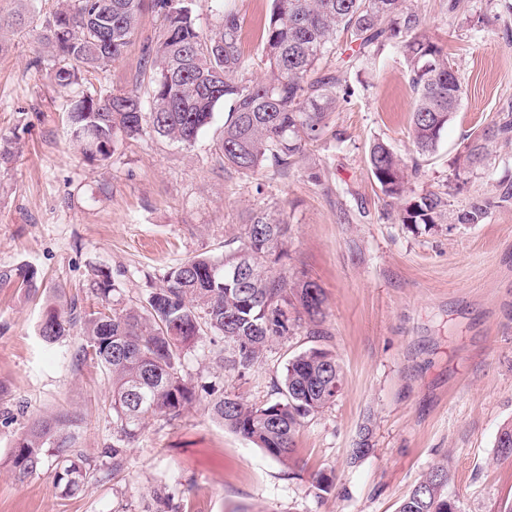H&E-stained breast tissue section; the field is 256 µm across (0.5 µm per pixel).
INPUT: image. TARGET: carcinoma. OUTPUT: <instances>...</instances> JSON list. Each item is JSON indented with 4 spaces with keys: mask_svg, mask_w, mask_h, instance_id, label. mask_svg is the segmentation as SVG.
<instances>
[{
    "mask_svg": "<svg viewBox=\"0 0 512 512\" xmlns=\"http://www.w3.org/2000/svg\"><path fill=\"white\" fill-rule=\"evenodd\" d=\"M222 13L219 27L203 34L195 27V0H63L44 20L40 42L59 63L56 83H79L82 70L119 60L145 10L159 12L165 25L143 44L146 95L136 91L86 94L68 113L74 141L87 155L106 158L118 137L134 139L149 128L161 137L192 145L224 105V133L217 149L224 163L242 175L268 165L287 171L306 145L339 139L331 114L339 103L338 81L318 65L336 54V34L349 32L355 48L349 62L371 63L374 47L393 44L406 55L415 93L411 135L421 155L435 152L442 132L461 105L464 91L448 53L422 32L409 0H272L261 36V62L268 78L246 81L249 68L240 47L243 20L224 0H210ZM512 138V115L472 133L453 161L472 172L486 146ZM373 177L385 197L401 203L404 224H439L447 213L445 192L405 199L408 172L384 142L368 154ZM493 201L475 196L456 212V224L482 223ZM288 223L259 211L250 216L245 240L217 260L198 255L164 273L162 285L141 306L127 307L111 280L93 285L104 309L72 301L69 310L50 307L39 335L48 345L79 329L78 356L104 369L111 388L109 410L119 425V441L132 443L152 416H179L195 399L182 374L183 349L213 333L224 338V368L244 375L274 337L288 336L308 319L309 335L320 336L323 297L312 282L294 283L274 273L284 255ZM30 265L0 269V285L37 288ZM296 316H288V309ZM342 386L336 355L310 347L288 361L278 397L253 406L222 389H211V410L230 431L264 449L278 462L295 466V438L305 421L335 402ZM81 417L69 410L38 416L17 439L11 454L15 472L26 477L47 459L61 498L80 493L93 469L77 450ZM448 467L438 465L401 501L398 512H454L448 496Z\"/></svg>",
    "mask_w": 512,
    "mask_h": 512,
    "instance_id": "1",
    "label": "carcinoma"
}]
</instances>
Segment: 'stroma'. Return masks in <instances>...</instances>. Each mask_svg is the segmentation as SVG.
Returning <instances> with one entry per match:
<instances>
[{"mask_svg": "<svg viewBox=\"0 0 512 512\" xmlns=\"http://www.w3.org/2000/svg\"><path fill=\"white\" fill-rule=\"evenodd\" d=\"M411 3L465 89L436 153L420 155L413 143L407 63L388 44L364 72L338 57L322 61L350 91L331 116L340 139L308 146L290 172L250 176L225 170L216 151L220 107L190 146L148 131L117 140L103 160L72 140L67 114L80 91L139 89L143 41L162 30L160 14H143L123 57L91 70L79 89L55 83L38 31L0 34V144L14 150L0 165V267L28 264L43 279L33 296L0 288V410L10 415L0 419V512H397L439 464L462 512H500L512 502V458L496 448L512 425V201L497 200L500 180L512 179V141L491 144L478 170L459 177L451 166L470 133L512 113V0ZM225 5L243 19L248 78H264L259 26L270 0ZM377 140L409 169L407 197L446 192L451 213L475 194L495 206L480 224L401 223L368 167ZM271 207L289 224L277 270L323 289V335L300 328L273 338L242 376L220 367L221 336L185 347L195 401L177 419L149 418L113 469L104 454L116 435L106 376L79 360L78 335L51 348L39 336L55 290L84 304L106 276L123 305H140L170 266L223 258L252 212ZM313 346L336 355L343 383L298 433L301 471L292 475L224 428L205 389L262 405L275 399L288 360ZM61 407L82 416L79 446L94 470L68 499L52 463L24 478L10 466L24 427ZM365 427L372 450L350 463ZM319 471L334 476L329 492L313 485Z\"/></svg>", "mask_w": 512, "mask_h": 512, "instance_id": "stroma-1", "label": "stroma"}]
</instances>
